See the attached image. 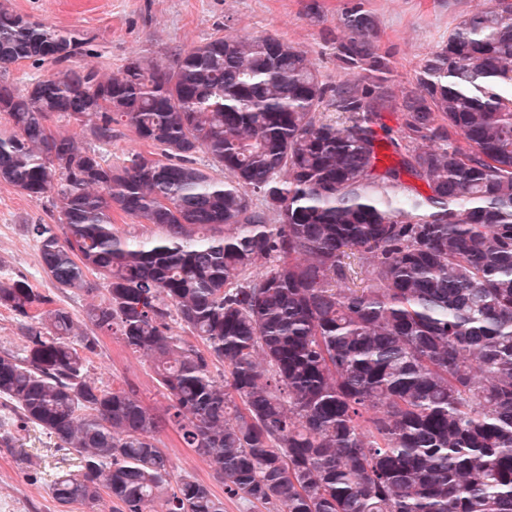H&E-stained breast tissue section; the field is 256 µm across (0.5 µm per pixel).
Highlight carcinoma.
Returning <instances> with one entry per match:
<instances>
[{
    "label": "carcinoma",
    "instance_id": "1",
    "mask_svg": "<svg viewBox=\"0 0 512 512\" xmlns=\"http://www.w3.org/2000/svg\"><path fill=\"white\" fill-rule=\"evenodd\" d=\"M340 24L334 85L271 35L0 83V182L53 208L29 227L42 273L65 292L106 281L75 336L70 312L0 279L26 323L0 397L77 453L61 506L104 489L115 512H224L191 475L168 490L171 427L268 512H512V0L459 20L399 96L374 17ZM88 46L0 5L1 68ZM55 118L102 145L125 124L160 157L113 166ZM114 211L161 233L132 239ZM100 335L152 359L164 412L87 376Z\"/></svg>",
    "mask_w": 512,
    "mask_h": 512
}]
</instances>
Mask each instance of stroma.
I'll use <instances>...</instances> for the list:
<instances>
[{"label":"stroma","mask_w":512,"mask_h":512,"mask_svg":"<svg viewBox=\"0 0 512 512\" xmlns=\"http://www.w3.org/2000/svg\"><path fill=\"white\" fill-rule=\"evenodd\" d=\"M19 14L57 29L77 30L92 40L93 53L72 59L75 67L93 66L106 73L141 57L172 62L180 52L217 36L275 35L309 52L324 80L343 74L336 65L339 19L347 6L360 4L378 25L377 45L390 60L393 92L415 84L423 57L462 17L486 6V0H5ZM47 199L29 197L0 183V277L26 279L49 294L54 307L69 311L76 331H84V311L101 299L61 292L43 278L36 242L28 225L50 223ZM99 384L133 389L147 406L164 408L167 399L146 356L127 349L118 337H100L86 365ZM0 429L16 439L14 449L0 447V512H113L109 497L95 505L61 509L52 494L56 475L77 473L75 452L56 439L23 425L12 406L0 398ZM159 438L170 459L172 480L190 475L224 500V512H255L247 502L224 494L206 460L184 447L173 429Z\"/></svg>","instance_id":"35a3bbf8"}]
</instances>
